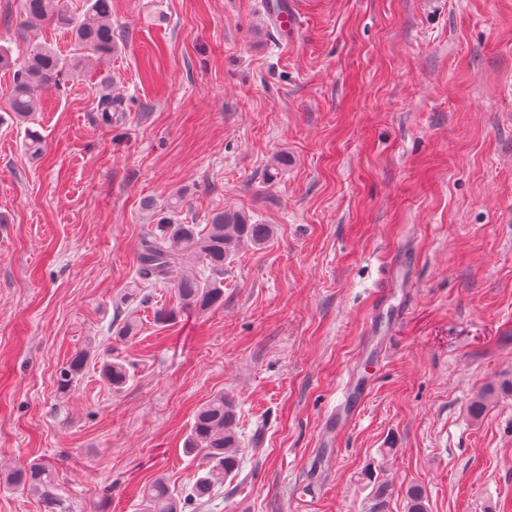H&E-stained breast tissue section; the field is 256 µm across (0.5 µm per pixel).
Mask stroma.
<instances>
[{
	"instance_id": "obj_1",
	"label": "stroma",
	"mask_w": 512,
	"mask_h": 512,
	"mask_svg": "<svg viewBox=\"0 0 512 512\" xmlns=\"http://www.w3.org/2000/svg\"><path fill=\"white\" fill-rule=\"evenodd\" d=\"M287 5L285 36L265 0H112L118 50L42 92L38 155L0 70V467L52 464L74 512H141L156 478L189 487L184 439L221 392L245 451L196 512H405L412 485L430 512H512V397L468 412L512 376V0ZM32 41L73 50L0 0V44ZM179 191L177 222L273 228L225 266L223 306L180 307L170 279L131 292ZM129 365L118 358L106 359L100 366L102 379L112 387V389H121L130 379L131 374ZM512 396V378H503L498 384L479 390L471 399L469 413L472 418H481L492 401L499 396Z\"/></svg>"
}]
</instances>
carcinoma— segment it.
Returning a JSON list of instances; mask_svg holds the SVG:
<instances>
[{
    "label": "carcinoma",
    "instance_id": "cac0c4a2",
    "mask_svg": "<svg viewBox=\"0 0 512 512\" xmlns=\"http://www.w3.org/2000/svg\"><path fill=\"white\" fill-rule=\"evenodd\" d=\"M26 17L46 21L71 33L75 46L73 56L66 59L49 44L31 47L20 64H15L11 49L0 45V68H15L11 112L15 120H30L37 107L38 92L57 83L69 69L81 64L80 52L89 50L98 60L112 58L117 43L112 33V0H85L84 13L77 17L69 0H21ZM269 224H252L245 213L234 209L217 212L208 224H176L162 218L154 232L143 240L138 257L136 280L146 286L162 282L190 257L202 271L183 274L175 292L188 307L207 310L224 302V262L243 245L260 248L272 237ZM137 324L131 319L113 321V338L119 342L132 339ZM87 354L80 352L60 372L59 388L67 389L82 372ZM102 379L113 389L122 388L130 379L129 365L118 358L107 359L100 366ZM503 395L512 396V378L479 390L471 399L469 413L481 418L492 401ZM235 401L222 393L213 396L195 415L184 441V453L201 457V468L194 482L183 491H174L159 478L143 491V512H185L192 502L211 497L214 485L222 483L241 460V445L236 431ZM364 483L372 487L376 505L383 504L389 485L371 471L363 474ZM5 482L38 499L42 512H73L58 493L55 469L44 462L31 461L8 473ZM407 512H428L427 496L422 487L413 485L406 491Z\"/></svg>",
    "mask_w": 512,
    "mask_h": 512
}]
</instances>
